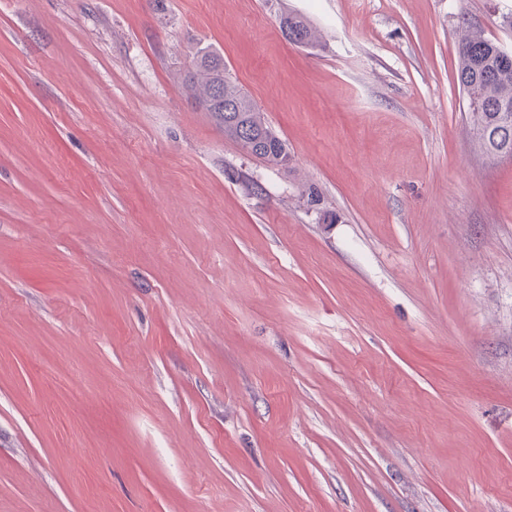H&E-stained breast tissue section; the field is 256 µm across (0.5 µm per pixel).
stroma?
Returning <instances> with one entry per match:
<instances>
[{
  "mask_svg": "<svg viewBox=\"0 0 512 512\" xmlns=\"http://www.w3.org/2000/svg\"><path fill=\"white\" fill-rule=\"evenodd\" d=\"M465 18L512 50V0H0V512H512ZM202 47L288 166L178 83ZM280 28L283 33L288 32V40L291 42L307 44L308 46H315L316 40L307 20L295 13L282 14L280 16ZM302 35L303 40H296L294 38Z\"/></svg>",
  "mask_w": 512,
  "mask_h": 512,
  "instance_id": "1",
  "label": "stroma"
}]
</instances>
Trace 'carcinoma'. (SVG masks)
I'll return each mask as SVG.
<instances>
[{"label": "carcinoma", "mask_w": 512, "mask_h": 512, "mask_svg": "<svg viewBox=\"0 0 512 512\" xmlns=\"http://www.w3.org/2000/svg\"><path fill=\"white\" fill-rule=\"evenodd\" d=\"M280 28L291 42L300 35L301 43L316 45L307 20L299 14L281 15ZM458 54L457 82L465 94L467 114L482 153L501 147L512 152V52L464 21ZM181 80L198 109L209 113L226 137L246 150L253 141L261 140L262 148L252 149L251 155L273 166H288L285 143L251 98L227 76L220 54L197 50L193 67Z\"/></svg>", "instance_id": "carcinoma-1"}]
</instances>
